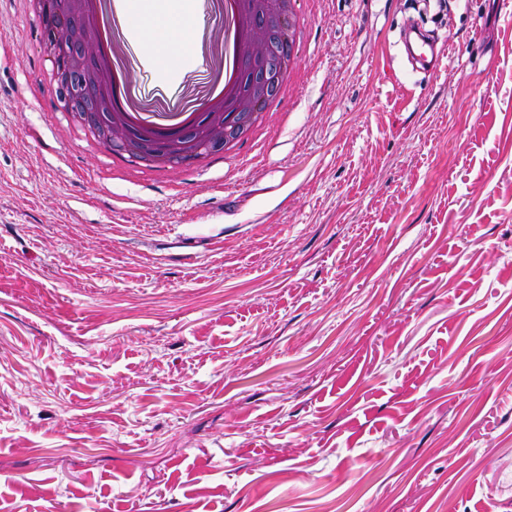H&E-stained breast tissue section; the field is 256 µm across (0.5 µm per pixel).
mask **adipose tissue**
<instances>
[{
	"label": "adipose tissue",
	"instance_id": "obj_1",
	"mask_svg": "<svg viewBox=\"0 0 512 512\" xmlns=\"http://www.w3.org/2000/svg\"><path fill=\"white\" fill-rule=\"evenodd\" d=\"M192 10L193 0H120L118 16L123 34L137 36L149 57L171 62L197 44Z\"/></svg>",
	"mask_w": 512,
	"mask_h": 512
}]
</instances>
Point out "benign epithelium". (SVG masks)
<instances>
[{"instance_id":"benign-epithelium-1","label":"benign epithelium","mask_w":512,"mask_h":512,"mask_svg":"<svg viewBox=\"0 0 512 512\" xmlns=\"http://www.w3.org/2000/svg\"><path fill=\"white\" fill-rule=\"evenodd\" d=\"M59 0H46L43 14L47 37L56 53V63L64 74L67 94L64 95L67 108L86 116L90 124L101 114L108 116L102 129L112 150L125 152L132 158H139L141 146L128 136L121 115L104 102L96 99L95 86L103 75L90 69L91 36L78 21L81 0H65V6L56 9ZM255 12L253 38L243 48V54L260 62L254 72L251 94L237 103L236 124L243 129L252 114L277 93L273 79L275 71L288 64V37L292 0H249ZM226 117L222 112L212 113L206 128V137L215 149H221L228 141Z\"/></svg>"}]
</instances>
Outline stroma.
I'll return each mask as SVG.
<instances>
[{"instance_id": "35a3bbf8", "label": "stroma", "mask_w": 512, "mask_h": 512, "mask_svg": "<svg viewBox=\"0 0 512 512\" xmlns=\"http://www.w3.org/2000/svg\"><path fill=\"white\" fill-rule=\"evenodd\" d=\"M295 8L266 124L155 171L0 0V512H512V6ZM124 51L148 109L207 85ZM404 44L408 56L424 70L435 72L440 68L442 56L434 51L428 38L420 31L410 30L405 35Z\"/></svg>"}]
</instances>
